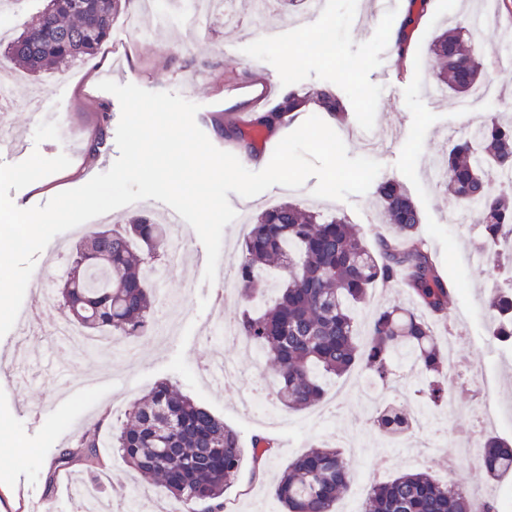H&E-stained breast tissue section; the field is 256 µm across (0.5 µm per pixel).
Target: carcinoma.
I'll return each mask as SVG.
<instances>
[{
  "label": "carcinoma",
  "mask_w": 512,
  "mask_h": 512,
  "mask_svg": "<svg viewBox=\"0 0 512 512\" xmlns=\"http://www.w3.org/2000/svg\"><path fill=\"white\" fill-rule=\"evenodd\" d=\"M124 0H48L42 14L8 42L7 62L34 76L93 56L110 37L112 22ZM438 87L457 98L470 96L481 84L480 51L457 31L448 29L431 44ZM313 103L335 116L340 102L329 89L301 98L289 93L251 128L271 123ZM223 137L244 151H255L249 131L231 120L217 121ZM445 190L453 203L476 209L483 248L504 280L512 281V252L498 243L512 239V184L493 183L495 173L512 172V126L492 115L473 133L454 143L445 155ZM388 238L368 245L355 227L337 214H324L291 202L250 217L242 248L235 258L236 290L243 309L237 334L259 347L272 373L273 396L282 409H305L325 394L332 376L360 369L376 387L395 391L399 370L427 376L422 394L438 404L448 399V372L436 346L432 323L448 317L450 288L442 279L426 243L417 236L419 211L396 181L378 186ZM170 227L152 215L132 217L121 229L103 227L83 235L63 284L54 290L69 321L85 332L116 341L137 340L153 324L155 296L149 288L147 254L166 247ZM274 275L276 296L265 300L257 284ZM402 282L415 307L380 306L360 340L357 307L379 284ZM494 320L491 335L512 342V284L490 288ZM371 420L379 431L398 440L412 436L418 420L406 405L393 400L376 407ZM118 449L123 463L139 475L160 480L174 508L187 512H224V489L240 475L244 449L238 433L169 381L156 383L130 406L119 427L100 420L61 449L58 463L80 466L79 472L103 470ZM275 456L264 436L252 441L251 478L266 473ZM479 468L491 479L512 475V446L489 436ZM351 461L336 446L320 443L288 462L272 488L282 512H335L348 488ZM498 500L474 501L453 479L443 483L427 472H403L376 483L364 512H500Z\"/></svg>",
  "instance_id": "cac0c4a2"
}]
</instances>
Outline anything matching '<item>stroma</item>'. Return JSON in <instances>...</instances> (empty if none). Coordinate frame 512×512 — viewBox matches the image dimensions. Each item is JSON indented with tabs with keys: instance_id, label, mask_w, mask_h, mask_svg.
<instances>
[{
	"instance_id": "35a3bbf8",
	"label": "stroma",
	"mask_w": 512,
	"mask_h": 512,
	"mask_svg": "<svg viewBox=\"0 0 512 512\" xmlns=\"http://www.w3.org/2000/svg\"><path fill=\"white\" fill-rule=\"evenodd\" d=\"M265 20L267 27L287 26V36L261 39L256 23H227L214 15L201 28L158 29L151 41H133L128 23L156 27L157 21L142 10L140 0H129L114 21L110 38L99 53L64 70L33 77L8 65L0 79L20 88H42L49 92L47 111L68 128L67 137L42 142L38 150L52 158L66 153L71 163L59 172L12 192L17 207L45 205L56 194L84 185L98 174L101 158L118 157L116 129L121 116L117 98L99 90L104 72L113 81L132 83L148 91L181 92L188 79L196 85L190 99L200 106L196 123L211 143L233 151L232 143L218 132L215 121L233 114L248 121L250 114L274 108L281 95L306 96L331 89L343 105L332 120V128L344 141L349 156L367 153V140L380 139L386 146L375 156L382 169L378 181L395 179L415 202L421 217L418 234L435 257L441 275L452 288L451 325L437 323L433 332L442 349L469 370L459 385L456 412L447 403L429 410L417 441L436 440L433 453L419 463V470L445 480L449 455L458 451L453 425L480 420L483 434L512 439V344L492 341L487 309L489 287L495 278L492 266L475 264L479 254L478 222L456 229L449 221L450 202L443 176L430 170L436 158L452 140L467 134L476 117L492 114L512 116V63L500 61L498 35L512 28V0H397L394 13L374 15L371 0H327L317 17L304 15L299 0H272ZM336 30L339 60L317 55L313 45L320 27ZM463 27L480 47L484 59V84L494 100L478 106L476 114L460 112L457 100L432 97L433 57L429 46L442 29ZM405 37L404 49H397L398 37ZM224 51H217L216 43ZM291 64H284V57ZM349 68H342V61ZM109 115L107 136L100 147L92 142L102 115ZM316 178H309L297 190L274 186L247 201L251 212L283 202L311 205L333 211L354 224L367 243L389 235L383 223L376 188L344 200L313 197ZM60 251L50 264L36 263L25 302L36 301L42 286H56L70 262L73 237L56 236ZM162 288L178 303L181 311L176 333L166 343L152 336L138 341L139 358L125 362L121 357H87L71 349L52 346L51 327L62 322L56 305L42 310V321L31 339L46 363L30 362L24 376H17L13 364L20 358L18 337L8 332L0 337V512H25L20 492L42 498L52 512H73L75 502L65 484L73 468L59 465L58 450L69 444L86 426L102 416L120 420L128 406L147 393L156 382L167 379L181 391L207 407L250 448L252 438L261 435L274 441L277 453L262 481L250 478L251 460H244L239 479L224 492V512H279L270 485L288 461L322 440L320 428L310 425V411L287 412L285 424L276 426L255 417L241 404L242 386L217 387L203 381L198 368L211 360L207 336L216 319L234 320L241 309L237 293L224 296L223 310H214L203 280L205 265L189 255L177 259L162 257ZM336 382L326 387L324 407L334 411L332 426L348 437L360 440L365 454L354 472L349 491L336 503V512H362L376 480H389L407 470L406 448L392 447L369 421V411L353 395L336 399ZM498 404L494 419H481L479 407L485 397ZM389 458L379 476H372L375 459ZM97 487L104 512H117L130 495L143 499L148 512H167L169 501L162 489L139 482L120 459L106 470L86 475Z\"/></svg>"
}]
</instances>
